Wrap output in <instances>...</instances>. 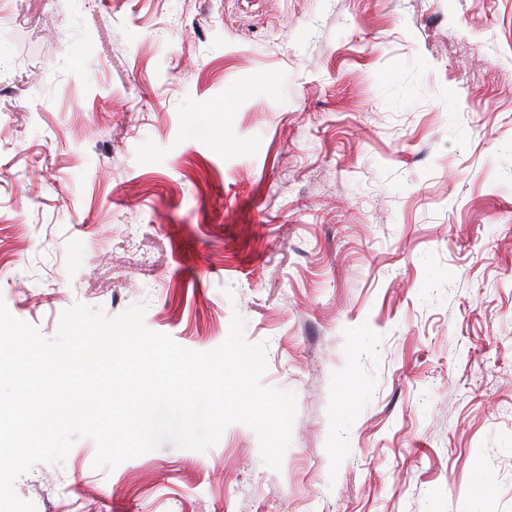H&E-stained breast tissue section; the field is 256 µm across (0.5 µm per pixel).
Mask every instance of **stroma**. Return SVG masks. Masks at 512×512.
I'll list each match as a JSON object with an SVG mask.
<instances>
[{"instance_id": "1", "label": "stroma", "mask_w": 512, "mask_h": 512, "mask_svg": "<svg viewBox=\"0 0 512 512\" xmlns=\"http://www.w3.org/2000/svg\"><path fill=\"white\" fill-rule=\"evenodd\" d=\"M0 300L237 314L297 398L280 470L83 437L36 512H512V0H7Z\"/></svg>"}]
</instances>
